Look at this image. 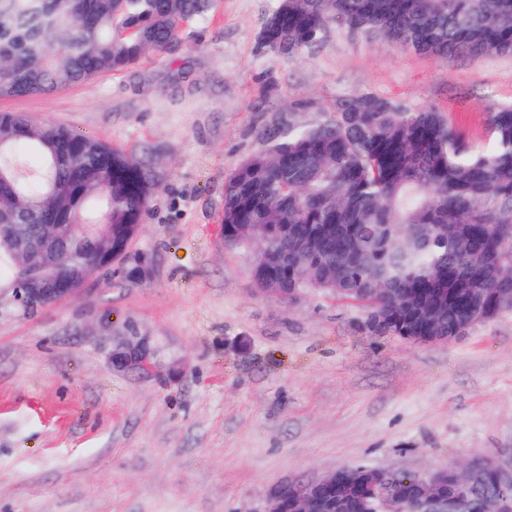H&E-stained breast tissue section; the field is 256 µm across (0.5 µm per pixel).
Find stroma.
Listing matches in <instances>:
<instances>
[{"mask_svg":"<svg viewBox=\"0 0 512 512\" xmlns=\"http://www.w3.org/2000/svg\"><path fill=\"white\" fill-rule=\"evenodd\" d=\"M276 4L214 0L132 68L0 98L133 153L156 182L139 277L0 314V512H260L275 487L358 463L423 475L512 453V311L411 344L368 330L352 302L265 292L253 249L217 231L225 180L298 101L433 107L487 150L512 56L419 55L337 24L300 58L261 54ZM131 324L156 371L113 370Z\"/></svg>","mask_w":512,"mask_h":512,"instance_id":"1","label":"stroma"}]
</instances>
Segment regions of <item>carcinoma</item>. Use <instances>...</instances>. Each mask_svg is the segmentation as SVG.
Returning <instances> with one entry per match:
<instances>
[{
  "label": "carcinoma",
  "mask_w": 512,
  "mask_h": 512,
  "mask_svg": "<svg viewBox=\"0 0 512 512\" xmlns=\"http://www.w3.org/2000/svg\"><path fill=\"white\" fill-rule=\"evenodd\" d=\"M212 0H0V97L42 94L119 72L161 51ZM336 21L417 54L512 56V0H279L263 22L266 52L293 58ZM224 183V244H254L255 280L282 299L313 288L362 306L367 327L393 336L464 334L512 290V106L487 113L493 139L476 149L435 109L372 94L309 101ZM24 145L41 160L30 168ZM155 189L121 149L64 126L0 112V289L67 276L80 288L103 244L139 232ZM108 225L102 238L88 232ZM423 485L396 475L365 489L325 490L336 512H418ZM467 512L509 496L483 470L438 489Z\"/></svg>",
  "instance_id": "carcinoma-1"
}]
</instances>
